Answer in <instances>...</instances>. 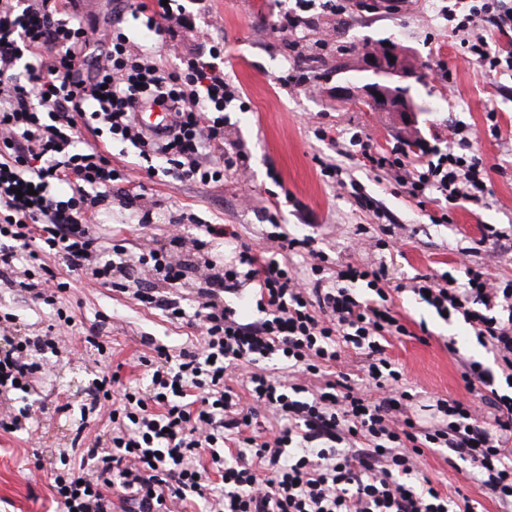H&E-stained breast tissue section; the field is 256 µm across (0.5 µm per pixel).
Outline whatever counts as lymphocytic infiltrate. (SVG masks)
Instances as JSON below:
<instances>
[{"instance_id": "f902f5d3", "label": "lymphocytic infiltrate", "mask_w": 512, "mask_h": 512, "mask_svg": "<svg viewBox=\"0 0 512 512\" xmlns=\"http://www.w3.org/2000/svg\"><path fill=\"white\" fill-rule=\"evenodd\" d=\"M133 19L156 36H176L192 21L185 8L134 0ZM512 30L504 0H470L446 17L461 32L460 47L482 71L502 59L482 36H469L476 18ZM224 44L206 55L160 66L119 23L100 26L62 10L59 0H0V282L12 262L59 258L69 271L91 272L170 321L193 319L197 346L141 359L146 391H132L103 372L96 400L109 403L105 438L81 449L78 462L54 472L58 512H452L455 500L421 471L425 452L469 463L471 480L512 512V283L502 286L485 268L466 265L462 278L414 277L411 290L437 314L459 315L493 354L495 368L460 359L466 397L434 399L429 419L403 372L385 354L390 337L409 335L384 288V267L325 271L328 255L312 237L280 235L274 249L243 243L224 270L199 278L196 307L161 292L158 282L186 278L189 251L209 239L236 238L221 224L199 225L187 238L137 253L103 245L89 223L127 178L97 147L79 144L80 127L131 145L149 177L207 185L225 172L245 175L247 154L225 145V111L239 96L224 75ZM147 100L174 114L166 137L149 136L136 120ZM448 149L424 145L418 159L401 148L377 151L352 135L345 152L371 172L384 173L429 219L452 223L465 202L491 193L486 163L463 128ZM301 256L297 270L283 257ZM363 281L370 297L352 292ZM250 290L258 319L246 322L222 294ZM365 357L363 374L341 369L347 350ZM48 336H8L0 342V393L30 394L55 352ZM506 383L508 393L498 391ZM253 404L241 405L242 394ZM275 426L258 425L260 412Z\"/></svg>"}]
</instances>
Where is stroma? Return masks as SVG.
<instances>
[{
  "instance_id": "1",
  "label": "stroma",
  "mask_w": 512,
  "mask_h": 512,
  "mask_svg": "<svg viewBox=\"0 0 512 512\" xmlns=\"http://www.w3.org/2000/svg\"><path fill=\"white\" fill-rule=\"evenodd\" d=\"M447 4L448 0H397L395 7L379 9L355 4L341 16L319 4L311 12V24L292 35L281 31L278 21L294 7V0H196V29L161 45L156 60L170 68L184 54L205 52L211 38H223L224 72L241 92V104L231 107L224 135L246 151L251 178L243 184L228 172L217 186L150 179L135 149L81 129V141L105 147L113 165L126 168L131 192H145L154 203L152 224L143 230L134 208L126 206L122 195L113 194L92 218L97 233L133 253L151 243H166L170 223L193 214L209 224L231 225L240 241L253 245L263 244L276 226L292 237L314 236L332 261L355 266L384 262L392 286L408 283L418 273L452 270L460 250L475 246L486 227L504 230L512 225V69L486 74L469 65L460 54V35L442 14ZM295 36L302 49H290ZM387 37L422 69V80L411 85L410 94L419 107L411 126L391 113L370 112L334 96L336 87L362 85L364 44ZM323 39L328 48L317 49L316 41ZM441 62L449 79L437 71ZM300 67L315 75L314 88L279 84L280 76ZM490 109L497 114L494 137L486 130ZM459 125L478 134L474 148L492 168V194L484 203L456 208L450 224L430 223L427 213L405 194L335 148L353 131L370 137L381 151L411 135L442 146ZM323 161L337 165L335 178L322 176ZM355 188L377 202L380 217L354 203ZM264 206L276 211L277 224L263 218ZM387 224L400 225L406 241L401 252L365 245V237L380 238ZM52 269L58 280L70 284L62 305L74 327L58 337L60 356L51 361L30 398L38 416L35 430L0 432V512H53L48 469L72 455L77 432L92 438L107 429L106 409L92 407L90 396L106 366H119L124 381L147 387L142 369L132 363L133 356L148 352L143 338H152L175 354L191 348L200 334L198 327L169 323L161 311L138 305L90 275H69L57 263ZM395 304L410 333L391 339L386 354L403 368L421 397L464 395L458 356L492 365V355L462 317L442 320L408 290L396 294ZM0 310L15 316L14 321L0 323V336L41 335L50 312L49 306L2 284ZM423 326L433 335L427 344L415 337ZM92 336L104 342L106 352L89 344ZM449 339L454 348L446 347ZM37 459L43 470H34ZM424 472L444 492L462 490L476 501L478 512H498L497 503L480 484L467 480L441 456L427 454Z\"/></svg>"
}]
</instances>
